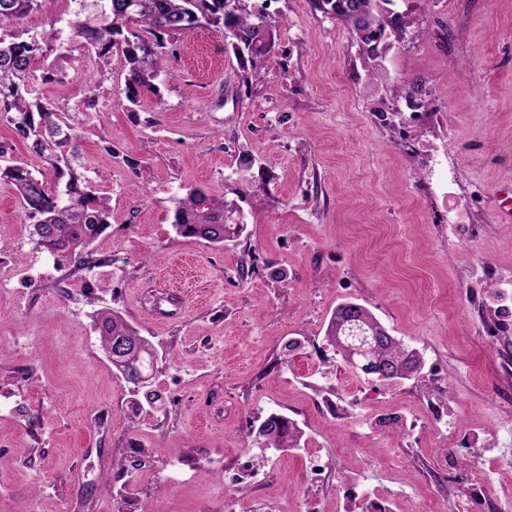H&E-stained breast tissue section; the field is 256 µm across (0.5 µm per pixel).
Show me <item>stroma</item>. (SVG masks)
Listing matches in <instances>:
<instances>
[{
    "label": "stroma",
    "mask_w": 512,
    "mask_h": 512,
    "mask_svg": "<svg viewBox=\"0 0 512 512\" xmlns=\"http://www.w3.org/2000/svg\"><path fill=\"white\" fill-rule=\"evenodd\" d=\"M55 0L0 34L60 33ZM411 25L370 80L358 44L313 0H270L282 22L262 79L207 28L178 39L175 79L129 110L122 56L97 82L79 43L33 96L72 108L96 85L79 141L110 227L90 269L34 249L0 186V512H512V0H394ZM423 81L417 98L393 82ZM234 205L240 234L215 247L172 221L193 189ZM343 301L371 310L424 358L392 385L326 338ZM158 353L137 407L105 356L98 310ZM400 415L393 430L383 411ZM288 416L302 437L266 448L248 431ZM492 446L495 456L470 462ZM319 454L332 474L306 479ZM260 465L262 478L250 468Z\"/></svg>",
    "instance_id": "35a3bbf8"
}]
</instances>
